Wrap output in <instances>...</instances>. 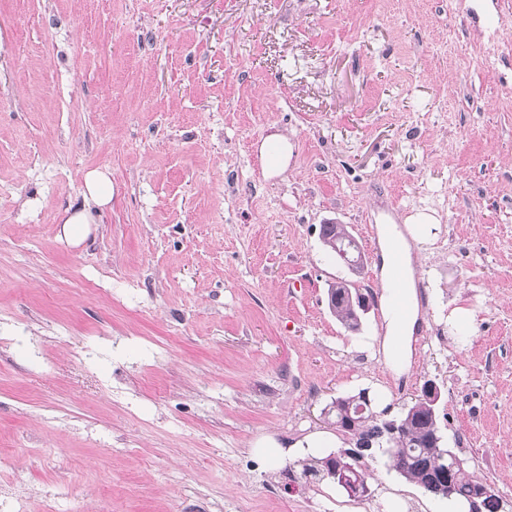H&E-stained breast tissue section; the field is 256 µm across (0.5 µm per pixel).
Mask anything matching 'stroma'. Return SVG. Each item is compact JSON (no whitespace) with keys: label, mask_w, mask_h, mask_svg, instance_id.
Instances as JSON below:
<instances>
[{"label":"stroma","mask_w":512,"mask_h":512,"mask_svg":"<svg viewBox=\"0 0 512 512\" xmlns=\"http://www.w3.org/2000/svg\"><path fill=\"white\" fill-rule=\"evenodd\" d=\"M94 169L112 208L73 246ZM391 200L437 220L400 372L379 307L353 333L327 305L381 281ZM430 380L512 512V0H0V512H449L392 470L357 498L252 447ZM271 144L279 146L280 153L278 155H268V148ZM262 155L264 164L269 171L277 172L284 169L288 162V140L278 133L271 135L262 148ZM112 203V180L101 170L86 174L85 191L81 203L71 205L65 213L62 232L70 244H80L90 232V224L95 222V212H102ZM345 233V228L338 224H324L321 227V239L323 241V245L328 249V251L336 256V252L338 255L347 263L349 266H351L352 270L358 272L363 267V261L355 260V261H349L347 258V252L344 250V247L342 249L336 247L334 249L333 245L336 244V240H338L341 236H343ZM336 250V252H335Z\"/></svg>","instance_id":"35a3bbf8"}]
</instances>
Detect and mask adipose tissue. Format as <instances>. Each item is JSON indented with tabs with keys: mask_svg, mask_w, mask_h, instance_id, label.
I'll return each mask as SVG.
<instances>
[{
	"mask_svg": "<svg viewBox=\"0 0 512 512\" xmlns=\"http://www.w3.org/2000/svg\"><path fill=\"white\" fill-rule=\"evenodd\" d=\"M112 202V181L109 175L100 170L89 171L85 178V190L81 203L69 207L65 213L62 232L64 239L77 245L83 242L90 232L98 212L107 209ZM401 296L410 311L406 318H399L394 311H387V336L383 343V351L394 364H403L409 357V340L417 322L418 311L415 291L404 288L402 293L394 289H386V299Z\"/></svg>",
	"mask_w": 512,
	"mask_h": 512,
	"instance_id": "adipose-tissue-1",
	"label": "adipose tissue"
}]
</instances>
